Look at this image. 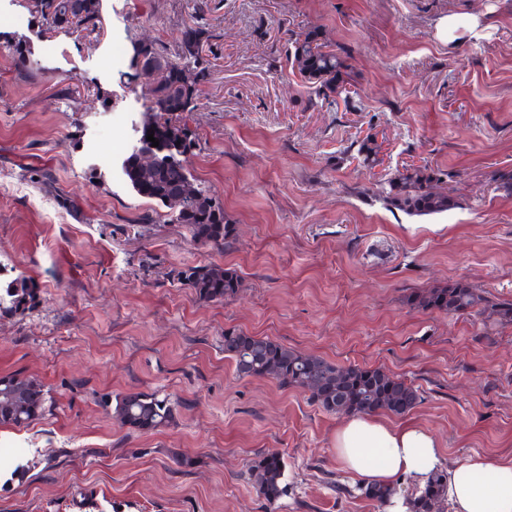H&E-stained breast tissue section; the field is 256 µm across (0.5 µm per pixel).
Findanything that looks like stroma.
I'll return each mask as SVG.
<instances>
[{"mask_svg": "<svg viewBox=\"0 0 512 512\" xmlns=\"http://www.w3.org/2000/svg\"><path fill=\"white\" fill-rule=\"evenodd\" d=\"M99 0L81 37L47 32L27 0H0V266L34 279L32 310L0 316V375L41 380L52 407L0 428V512H267L247 480L279 451L275 512H384L357 493L334 437L346 416L266 378L241 379L224 334L271 338L418 388L408 413L446 462L512 459V324L411 308L464 281L512 301V0ZM464 25L443 38L439 21ZM203 30L211 63L189 125V167L235 222L226 252L195 246L121 179L151 98L137 45ZM346 51L347 93L314 104L291 43ZM123 57L104 69L113 43ZM381 145L366 166L367 136ZM448 171L454 209L411 217L378 198L404 165ZM152 214L155 222L143 226ZM236 270L235 298L200 300L173 271ZM158 393L174 421L140 433L100 398ZM333 474L353 487L337 494Z\"/></svg>", "mask_w": 512, "mask_h": 512, "instance_id": "stroma-1", "label": "stroma"}]
</instances>
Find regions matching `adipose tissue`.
I'll return each instance as SVG.
<instances>
[{"label":"adipose tissue","mask_w":512,"mask_h":512,"mask_svg":"<svg viewBox=\"0 0 512 512\" xmlns=\"http://www.w3.org/2000/svg\"><path fill=\"white\" fill-rule=\"evenodd\" d=\"M336 458L346 470L371 482L395 485L445 469L452 512H512V460L489 462L475 455L445 465L435 436L420 425L386 424L375 417H354L336 430Z\"/></svg>","instance_id":"adipose-tissue-1"}]
</instances>
